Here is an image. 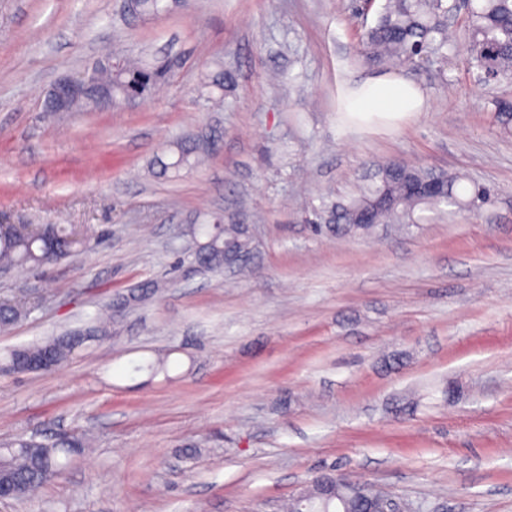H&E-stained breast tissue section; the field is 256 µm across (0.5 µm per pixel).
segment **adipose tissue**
Here are the masks:
<instances>
[{
  "instance_id": "adipose-tissue-1",
  "label": "adipose tissue",
  "mask_w": 512,
  "mask_h": 512,
  "mask_svg": "<svg viewBox=\"0 0 512 512\" xmlns=\"http://www.w3.org/2000/svg\"><path fill=\"white\" fill-rule=\"evenodd\" d=\"M345 108L361 120L380 117L399 121L425 111L426 99L414 82L386 75L359 80L347 93Z\"/></svg>"
}]
</instances>
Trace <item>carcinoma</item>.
Returning <instances> with one entry per match:
<instances>
[{"label":"carcinoma","instance_id":"carcinoma-1","mask_svg":"<svg viewBox=\"0 0 512 512\" xmlns=\"http://www.w3.org/2000/svg\"><path fill=\"white\" fill-rule=\"evenodd\" d=\"M178 5V0H139L138 11L157 15ZM457 16L456 0H386L374 25L361 36V57L372 65L387 69L419 68L425 61L445 60L448 48V21ZM461 43L467 55L469 68L478 81L486 85L512 83V0H478L463 22ZM215 73L208 76L207 87L218 89L232 85L231 73L223 70L220 61L214 62ZM169 62L157 57L136 55L124 59L117 69L101 71L97 78L112 90V102L118 104L142 87H147L148 98H153L166 83ZM209 142L198 139L190 144L176 143L171 153L173 161H165L167 153L156 158L159 174L191 165V160L207 151ZM436 173L427 169L391 162L382 167L379 180L362 185L347 202L331 203L315 213V223L325 230H350V225L363 223L362 214H372L375 224H421L428 220L424 212L440 206L477 209L491 198L490 189L475 185L462 196L458 180L448 177V194L442 197L416 198L407 191L408 181L429 180ZM186 233L197 242V251L178 261V267L187 265L221 270L224 256L236 253L244 256L249 243L241 234L240 225L191 224ZM87 238L72 226L62 224H0V265L12 267H44L73 256L86 248ZM31 308L26 297L0 301V329L9 328L25 317ZM112 322V305H107L92 323L77 331L51 336L39 342L15 347L0 356V370L13 372L21 364L38 365L50 370L79 351L87 340L108 335L107 324ZM10 452L0 455V482L14 488V497L24 498L40 487L37 468L60 470L61 456H69L76 448H85L81 439L64 438L46 442L35 436L17 437L4 444ZM360 502L345 491L334 497L320 493L317 487L292 498L285 512H358Z\"/></svg>","mask_w":512,"mask_h":512}]
</instances>
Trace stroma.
Returning <instances> with one entry per match:
<instances>
[{"label": "stroma", "instance_id": "35a3bbf8", "mask_svg": "<svg viewBox=\"0 0 512 512\" xmlns=\"http://www.w3.org/2000/svg\"><path fill=\"white\" fill-rule=\"evenodd\" d=\"M352 0H0V223L81 228L88 251L0 272L34 308L0 351L84 326L113 298L168 287L44 372L0 375V442L94 446L0 512H281L320 470L373 483L407 512H512V135L459 42L404 78L428 108L346 122L377 13ZM176 64L159 99L45 111L58 78L111 54ZM231 90L206 89L213 60ZM207 136L204 163L156 174L167 145ZM402 160L485 184L491 202L422 224L314 234ZM247 225L245 268L177 271L185 229ZM169 356L168 374L148 362Z\"/></svg>", "mask_w": 512, "mask_h": 512}]
</instances>
